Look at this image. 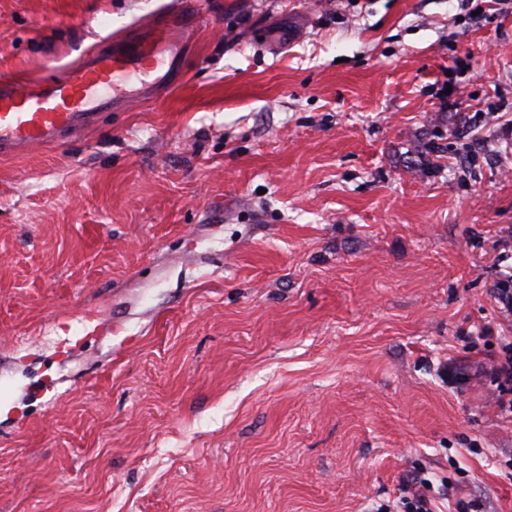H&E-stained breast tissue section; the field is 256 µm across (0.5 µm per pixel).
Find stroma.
<instances>
[{"mask_svg": "<svg viewBox=\"0 0 512 512\" xmlns=\"http://www.w3.org/2000/svg\"><path fill=\"white\" fill-rule=\"evenodd\" d=\"M182 7L0 0V79ZM201 7L0 159V512H512V0Z\"/></svg>", "mask_w": 512, "mask_h": 512, "instance_id": "stroma-1", "label": "stroma"}]
</instances>
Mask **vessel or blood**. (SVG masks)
Masks as SVG:
<instances>
[{
    "mask_svg": "<svg viewBox=\"0 0 512 512\" xmlns=\"http://www.w3.org/2000/svg\"><path fill=\"white\" fill-rule=\"evenodd\" d=\"M194 15L190 7L181 14L160 13L151 20V38L131 29L106 38L64 75L23 84L0 82V156L77 137L98 122L101 112L116 108L113 91L131 76L140 78L137 96H152L158 87L154 73L171 66L180 51L173 27Z\"/></svg>",
    "mask_w": 512,
    "mask_h": 512,
    "instance_id": "b4317fda",
    "label": "vessel or blood"
}]
</instances>
